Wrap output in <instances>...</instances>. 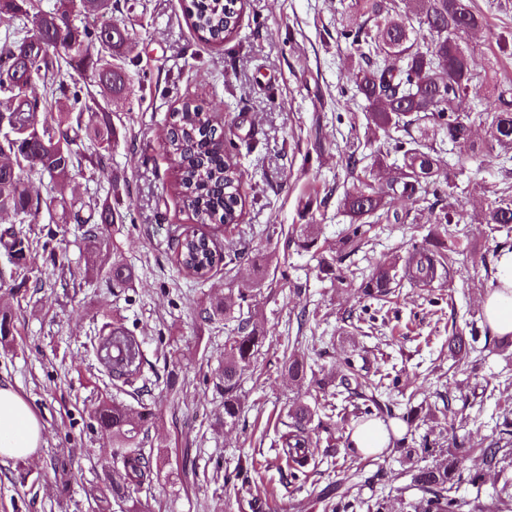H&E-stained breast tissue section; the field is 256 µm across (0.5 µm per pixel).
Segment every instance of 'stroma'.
Returning a JSON list of instances; mask_svg holds the SVG:
<instances>
[{
	"label": "stroma",
	"mask_w": 512,
	"mask_h": 512,
	"mask_svg": "<svg viewBox=\"0 0 512 512\" xmlns=\"http://www.w3.org/2000/svg\"><path fill=\"white\" fill-rule=\"evenodd\" d=\"M353 0H244L237 36L214 45L200 38L182 0H117L114 18L135 25L137 46L123 65L131 92L114 102L119 139L106 168L74 173L66 188L49 177L33 176V191L48 197L89 198L113 193L121 223L112 240L131 265V288L107 287L95 271L102 258L86 253L74 224L52 223L41 214L26 231L35 248L37 280H11L12 265L0 253V312L13 327L9 345H0V382L12 386L43 425V444L25 461H0V512H92L89 490L103 484L112 464L113 441L91 414L100 399H125L116 380L96 358L97 324L120 319L142 343L146 364L143 400L157 417L143 441L159 456L158 477L138 493L150 512H278L280 501L293 512H337L335 498L322 496L328 483L343 481L348 467L346 442L359 426L358 399L346 402L334 419L337 446L330 455L293 474L278 458L277 416L293 400L316 395L314 383L296 385L282 369L287 344L308 359L323 358L324 377H333L343 359L366 357L371 370L388 373L382 401L404 411L420 405L417 427L390 420L394 437L412 432L414 443L428 441L426 457L385 448L363 467L377 474L351 496L367 512L382 503L401 512L414 498V466L445 462L453 437H466L476 453L467 468L482 466L480 448L497 436L496 419L512 398V358L484 350L462 366L448 355L450 328L468 330L483 321L482 299L496 278L493 254L501 231L483 223L491 191L512 186V170L499 160L458 167L457 150L441 154V166L455 171L460 250L447 274L430 286L407 283L384 308L367 305L359 273L376 262H391L424 245L436 227L433 210L412 212L409 202L390 207L405 223L378 224L353 261L343 262L344 284L317 278L309 253L285 250L298 224L317 222L320 237L335 246L350 224L340 201L358 187L342 159L351 146L371 154L364 99L355 88L358 55L340 36ZM485 26L468 38L474 69L491 67L498 80L512 82V0L494 6L474 0ZM185 98H198L226 113L233 132L250 147L242 160L244 236L216 231L221 246L244 243L249 257L214 269L202 283L183 276L169 247L175 229L194 227L174 192L176 165L162 142L164 121ZM483 183L484 192L473 191ZM55 233L57 257L40 243ZM268 258V274L249 310L267 330L255 366L243 377L245 403L238 425H224V397L215 389L224 360V341L237 325L205 321L201 310L223 298L230 281L252 274L250 258ZM175 372L176 387L167 384ZM453 397L444 407L442 395ZM66 462L57 474V459ZM260 470H253L252 462ZM240 471L238 492L224 494V475Z\"/></svg>",
	"instance_id": "1"
}]
</instances>
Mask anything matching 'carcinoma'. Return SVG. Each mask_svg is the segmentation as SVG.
Listing matches in <instances>:
<instances>
[{"instance_id":"cac0c4a2","label":"carcinoma","mask_w":512,"mask_h":512,"mask_svg":"<svg viewBox=\"0 0 512 512\" xmlns=\"http://www.w3.org/2000/svg\"><path fill=\"white\" fill-rule=\"evenodd\" d=\"M79 8L83 18L76 32L52 44L55 15ZM184 9L193 28L206 40L220 44L230 39L240 24L241 0H186ZM21 16L30 22L34 36L0 50V96L7 99L17 115V124L0 132V211L20 215V223L34 224L42 212L60 213L61 223L84 227L85 245L100 253L112 254V264L96 269V274L114 288L133 284L135 274L118 248L110 242L108 228L122 221V216L105 197L93 202H78L64 192L50 198L27 193L28 176L39 174L63 185L73 170L88 165L100 167L110 159L118 137L112 123V102L127 95L129 78L117 60L129 55L136 34L126 23L112 18V0H59L52 12L35 11L32 0H0V14ZM483 15L472 0H354L344 38L358 53L361 65L356 75V91L368 103L367 119L383 139L373 152V162L364 167L361 187L347 191L341 206L353 224L340 241V255H325L318 240V225L303 224L292 240L297 249L314 252L317 274L340 278L335 269L343 255L354 254L365 244L368 224L402 223V216L388 208L389 201L405 199L414 207L434 209L443 186H451L448 174L441 171L437 143L449 141L459 148V155L475 153L472 131H485L484 148L490 154L512 152V87L498 82L489 71L473 69L464 37L483 26ZM69 66L82 82L50 85L43 96L26 93V82L45 80ZM489 84L494 102L473 111L459 110L461 100L476 84ZM418 136H413L412 131ZM88 140L92 152L77 150V143ZM165 145L174 156L177 171L175 192L196 224L205 227L220 224L232 232L241 224L245 201L241 185L243 171L236 141L224 135V124L203 103L186 98L169 114ZM400 155L402 165L396 175L384 177L375 172L381 157ZM482 221L486 224H512V194L503 190L487 203ZM438 229L426 246L415 247L405 260L402 271L386 264L377 265L362 279L363 296L385 303L394 293L393 286L406 281L429 285L445 269L448 253L459 248L457 213L443 212ZM170 247L180 270L203 281L223 263L240 259L244 253L224 251L218 243L198 229H186L171 239ZM0 248L17 255L14 275L26 281L34 273L29 261V238L22 232L9 237L0 235ZM265 283V273L256 266L254 278L227 288L224 300L205 310L209 322H236L237 335L224 344V369L216 387L224 394V426L234 427L242 413V376L257 360L266 333L251 317L244 316L254 293ZM479 329L470 326V337L457 331L448 335V351L457 362L467 364ZM96 351L112 376L130 388L136 387L143 371L141 342L117 321L104 322L98 329ZM283 366L288 376L303 382L316 375L314 365L296 350L283 351ZM337 387L365 399L362 416L370 418L382 411L374 395L366 394V382L356 373L351 361L344 363ZM138 417L117 400L102 399L93 411L99 428L112 432V475L104 486L89 491L98 512H108L110 503L132 502L128 512H144L146 507L134 493L152 484L157 471L153 456L140 447L142 428L155 418L147 404L140 405ZM328 407L313 399L295 401L288 409L287 431L279 435L281 456L288 466L304 468L319 455L312 431L330 433ZM505 410L498 438L479 449L488 468L502 471L512 467V417ZM474 452L467 440L453 439L448 461L442 465L423 466L411 474L412 487L419 496L406 503L407 512H503L508 502L487 501L476 492L473 497L458 494L463 481L473 487L482 483L478 471L465 468Z\"/></svg>"}]
</instances>
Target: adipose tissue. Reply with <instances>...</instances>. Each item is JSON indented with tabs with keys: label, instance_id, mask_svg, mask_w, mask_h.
Listing matches in <instances>:
<instances>
[{
	"label": "adipose tissue",
	"instance_id": "ef3b65f1",
	"mask_svg": "<svg viewBox=\"0 0 512 512\" xmlns=\"http://www.w3.org/2000/svg\"><path fill=\"white\" fill-rule=\"evenodd\" d=\"M497 286L482 301L493 335L512 337V253L501 258ZM42 426L24 398L11 386L0 384V459H24L36 454Z\"/></svg>",
	"mask_w": 512,
	"mask_h": 512
}]
</instances>
